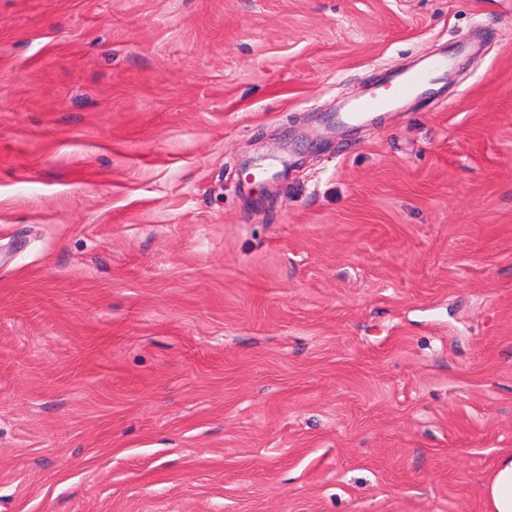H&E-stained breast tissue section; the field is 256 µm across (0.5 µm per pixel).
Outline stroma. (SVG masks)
Listing matches in <instances>:
<instances>
[{"label": "stroma", "instance_id": "obj_1", "mask_svg": "<svg viewBox=\"0 0 512 512\" xmlns=\"http://www.w3.org/2000/svg\"><path fill=\"white\" fill-rule=\"evenodd\" d=\"M507 455L512 0H0V512H489ZM448 68L447 58L435 59L428 71H407L401 74V77L391 84L384 91L374 93L358 103L352 110L350 117H355L358 112L372 111L389 106V104L404 96H408L417 91L419 87L424 85L434 72H443Z\"/></svg>", "mask_w": 512, "mask_h": 512}]
</instances>
